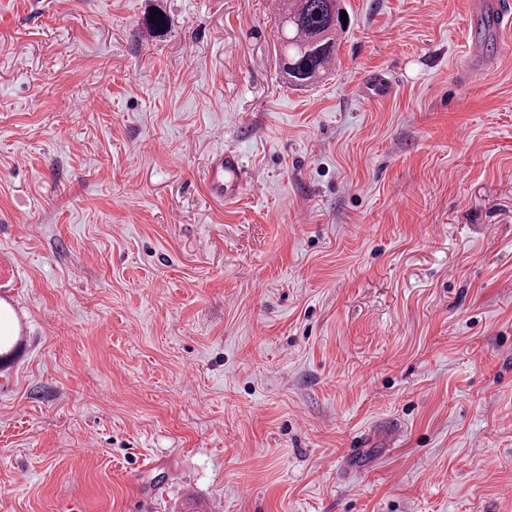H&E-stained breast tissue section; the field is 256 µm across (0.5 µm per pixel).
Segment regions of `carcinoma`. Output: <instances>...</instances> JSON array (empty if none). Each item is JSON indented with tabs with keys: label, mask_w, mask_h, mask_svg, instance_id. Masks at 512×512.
Wrapping results in <instances>:
<instances>
[{
	"label": "carcinoma",
	"mask_w": 512,
	"mask_h": 512,
	"mask_svg": "<svg viewBox=\"0 0 512 512\" xmlns=\"http://www.w3.org/2000/svg\"><path fill=\"white\" fill-rule=\"evenodd\" d=\"M283 35L279 66L289 84H314L336 58V45L343 33L338 0H278Z\"/></svg>",
	"instance_id": "carcinoma-1"
}]
</instances>
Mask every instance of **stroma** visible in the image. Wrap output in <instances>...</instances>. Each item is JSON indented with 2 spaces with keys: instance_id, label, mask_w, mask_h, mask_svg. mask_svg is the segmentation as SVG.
<instances>
[{
  "instance_id": "obj_1",
  "label": "stroma",
  "mask_w": 512,
  "mask_h": 512,
  "mask_svg": "<svg viewBox=\"0 0 512 512\" xmlns=\"http://www.w3.org/2000/svg\"><path fill=\"white\" fill-rule=\"evenodd\" d=\"M471 2L342 0L295 89L274 0H0V512H512V51L470 72ZM396 83L388 73H381L366 79L361 86L362 94L368 99H381L392 95ZM245 184L244 165L239 153L229 148L216 150L206 173L210 196L221 202H234L242 195Z\"/></svg>"
}]
</instances>
